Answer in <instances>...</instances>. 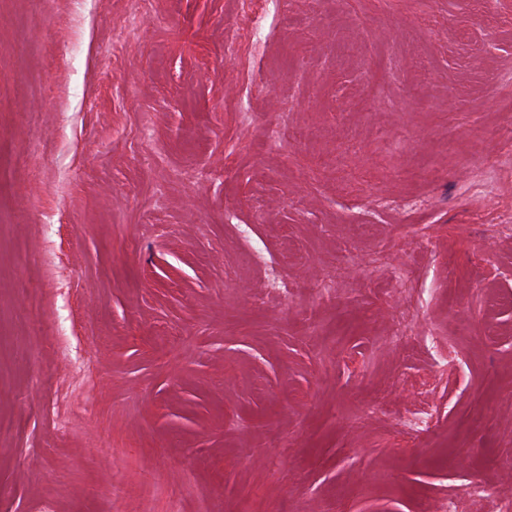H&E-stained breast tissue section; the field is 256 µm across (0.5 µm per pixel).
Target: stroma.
Wrapping results in <instances>:
<instances>
[{
    "label": "stroma",
    "instance_id": "stroma-1",
    "mask_svg": "<svg viewBox=\"0 0 512 512\" xmlns=\"http://www.w3.org/2000/svg\"><path fill=\"white\" fill-rule=\"evenodd\" d=\"M510 268L512 0H0V512H494Z\"/></svg>",
    "mask_w": 512,
    "mask_h": 512
}]
</instances>
